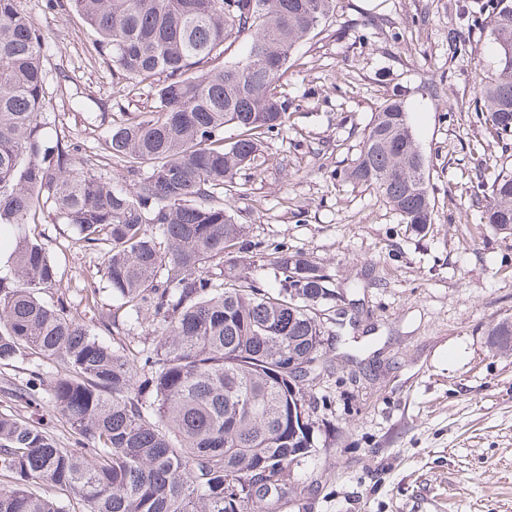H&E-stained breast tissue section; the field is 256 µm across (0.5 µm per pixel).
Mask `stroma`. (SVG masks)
Instances as JSON below:
<instances>
[{
	"label": "stroma",
	"mask_w": 512,
	"mask_h": 512,
	"mask_svg": "<svg viewBox=\"0 0 512 512\" xmlns=\"http://www.w3.org/2000/svg\"><path fill=\"white\" fill-rule=\"evenodd\" d=\"M488 2L338 0L281 81L287 132L265 139V164L240 176L230 200L259 246L250 279L277 287L273 247L284 242L336 291L334 305L319 307L340 339L316 388L327 399L322 451L295 476L317 490L299 512H512V351L488 338L512 321V235L483 226L470 200L477 174L512 165L469 121L496 50L490 28L468 29L465 16ZM21 7L45 39L48 139L101 159L116 121L153 109L157 84L115 79L66 0ZM452 29L469 30L467 55L449 56ZM395 93L430 162L434 222L421 234L372 188L336 175ZM476 139L479 156L468 149ZM24 231L45 244L74 307L90 282L111 304L101 255L66 225L46 217Z\"/></svg>",
	"instance_id": "1"
}]
</instances>
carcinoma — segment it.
<instances>
[{"mask_svg": "<svg viewBox=\"0 0 512 512\" xmlns=\"http://www.w3.org/2000/svg\"><path fill=\"white\" fill-rule=\"evenodd\" d=\"M96 36L117 78L164 76L159 104L112 126L106 166L132 187L95 173L75 143L48 146L44 39L20 0H0V231L38 223L49 209L84 246L103 254V277L119 305L104 310L97 288L85 307L120 334V313L155 321L138 352L95 337L63 295L49 303L57 271L45 247L15 238L14 280H0V365L39 355L57 362L4 394L27 405L49 398L72 432L62 446L43 424L0 411V512H286L302 494L296 469L320 454L315 387L328 372V340L315 306L336 299L332 281L282 243L279 287L240 269L257 244L224 198L258 167L262 140L288 130L278 96L296 45L336 0H67ZM488 26L497 69L480 79L474 123L512 151V0H492L469 27ZM246 54L220 67L234 34ZM468 40L448 33L451 56ZM239 134L224 141V127ZM343 179L383 195L403 223L433 222L429 161L402 101L385 100ZM473 205L484 223L512 234V169L477 178ZM512 351V322L490 333ZM295 361L300 373L288 374Z\"/></svg>", "mask_w": 512, "mask_h": 512, "instance_id": "cac0c4a2", "label": "carcinoma"}]
</instances>
